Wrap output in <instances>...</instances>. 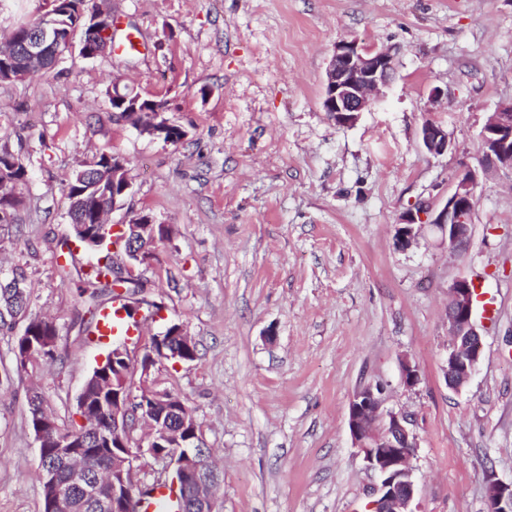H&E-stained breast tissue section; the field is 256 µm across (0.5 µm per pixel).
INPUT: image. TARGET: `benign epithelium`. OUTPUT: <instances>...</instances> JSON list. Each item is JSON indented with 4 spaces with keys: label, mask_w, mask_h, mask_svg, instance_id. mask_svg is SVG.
Instances as JSON below:
<instances>
[{
    "label": "benign epithelium",
    "mask_w": 512,
    "mask_h": 512,
    "mask_svg": "<svg viewBox=\"0 0 512 512\" xmlns=\"http://www.w3.org/2000/svg\"><path fill=\"white\" fill-rule=\"evenodd\" d=\"M22 50L15 61L18 70L37 65L45 60L48 51L54 52V63H59L66 51L74 48L73 39L61 41L55 29L43 26L28 35L22 42ZM396 71L394 54L389 50L365 47L358 41H341L336 44L330 59L324 83L322 106L338 125H351L359 114L374 103V96L387 87ZM164 110L148 113V118L136 122L135 129L141 134L165 138L172 124L164 118ZM421 144L432 155L448 152L451 142L448 133L438 123L427 120L421 129ZM108 167L112 174V188L132 194L126 160L119 154L112 155ZM490 169L512 175V101L499 105L488 118L481 131V155L475 166L464 165L455 177L451 191L437 211L428 205H419L416 211L403 215L398 228L397 244L404 248L416 238V225L429 222L441 232L448 246L459 249L467 242L470 233V216L474 209L477 189L482 176ZM74 238L95 249L105 243L101 233L87 224L70 225ZM111 231L119 234L116 243L108 245L115 258V287L121 289V307L118 315L130 318L136 325L154 318L159 310L153 301L144 297L150 283L134 274V267L150 264L155 253L151 245L168 237L169 228L154 224L151 219L138 214L124 224L111 225ZM132 283L143 287L127 290ZM475 286L466 278L456 280L449 289L448 330L452 336L448 346L444 380L449 388L460 391L466 387L483 354V342L473 322ZM21 337L30 339L23 351L16 352V363L21 368L36 364L37 354L53 349L52 339L32 340L31 331L23 330ZM195 339L182 325L170 324L165 332L150 338L149 346L140 360V394L132 391V374L112 384V427L124 431L128 417L133 415L137 423L148 420V413L162 408L181 417L177 430L162 428L158 431L137 434L126 432L118 436L112 445V497L104 508L109 512H130L133 503L143 489L137 478L141 461L149 456L162 465L158 476L172 478L179 486L178 477L199 475L201 466L208 460L204 446H194L192 431L195 419L192 410L177 394L167 389H157L148 383L152 367L165 360L191 362L195 354ZM135 352L129 340L112 344V350L101 357L93 372L119 369V363L131 364ZM382 391L371 385L364 386L352 395L348 406V426L353 445L357 448L366 467L373 471L379 482L373 488L372 512H415L412 504L416 485L411 459L418 447L417 435L410 428V418L383 407ZM38 448L47 445V434H52L55 452L66 459L81 452L72 436L57 425L46 426L38 422L33 429ZM197 498L202 503L201 512H216L214 496L209 483L200 480ZM43 507L48 512H69L68 500L57 486L54 471L43 476ZM487 512H512V483L489 479L486 486Z\"/></svg>",
    "instance_id": "obj_1"
}]
</instances>
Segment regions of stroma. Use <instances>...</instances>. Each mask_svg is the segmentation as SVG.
<instances>
[{
  "label": "stroma",
  "mask_w": 512,
  "mask_h": 512,
  "mask_svg": "<svg viewBox=\"0 0 512 512\" xmlns=\"http://www.w3.org/2000/svg\"><path fill=\"white\" fill-rule=\"evenodd\" d=\"M112 14L116 41L135 33L138 49L75 51L48 76L0 84V144L29 158L0 273L25 269L32 313L61 336L32 375L16 367L21 326L0 331V512H42L31 382L70 422L112 348L72 328L77 284L58 275L65 185L101 152L126 157L129 208L171 229L143 270L162 316L137 341L178 323L198 344L195 361H164L149 381L194 410L223 474L216 512H371L377 478L352 446L348 404L376 383L418 435V512H486L487 479L512 481V175L482 182L462 248L431 225L407 248L396 235L418 203L440 206L512 100V0H112ZM342 40L397 51L393 83L348 126L322 108ZM116 80L164 102L186 138L114 120ZM429 119L447 154L421 146ZM462 277L478 287L483 356L457 392L442 368Z\"/></svg>",
  "instance_id": "stroma-1"
}]
</instances>
